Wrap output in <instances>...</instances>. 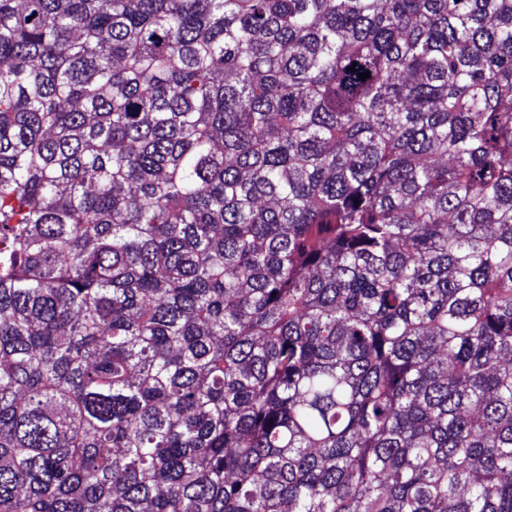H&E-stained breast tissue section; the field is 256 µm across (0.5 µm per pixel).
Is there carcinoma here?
Here are the masks:
<instances>
[{"mask_svg": "<svg viewBox=\"0 0 512 512\" xmlns=\"http://www.w3.org/2000/svg\"><path fill=\"white\" fill-rule=\"evenodd\" d=\"M0 512H512V0H0Z\"/></svg>", "mask_w": 512, "mask_h": 512, "instance_id": "cac0c4a2", "label": "carcinoma"}]
</instances>
